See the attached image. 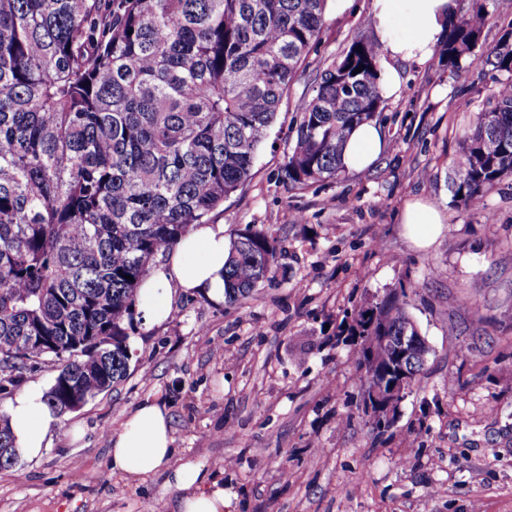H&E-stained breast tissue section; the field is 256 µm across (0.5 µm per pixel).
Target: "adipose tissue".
<instances>
[{"label":"adipose tissue","mask_w":512,"mask_h":512,"mask_svg":"<svg viewBox=\"0 0 512 512\" xmlns=\"http://www.w3.org/2000/svg\"><path fill=\"white\" fill-rule=\"evenodd\" d=\"M456 0H373L374 27L388 61L382 68L383 97L398 96L402 75L398 63L428 60L439 44ZM386 145L373 122L355 128L342 155L346 170L372 165ZM402 222L416 246H428L443 230L440 211L430 202L414 200L404 208ZM228 243L220 224H196L178 242L165 261L154 265L139 289L136 307L151 324L168 316L178 292L203 293L215 301L224 298V261ZM9 425L15 451L22 460H33L52 443L56 421L38 383L23 387L11 399ZM113 473L145 478L167 473L180 490L179 512H224V487L207 480L193 462L173 465L175 454L166 404L145 400L128 414L110 438Z\"/></svg>","instance_id":"1"}]
</instances>
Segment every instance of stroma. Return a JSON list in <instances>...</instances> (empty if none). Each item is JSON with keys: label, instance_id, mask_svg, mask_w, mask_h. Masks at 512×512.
Here are the masks:
<instances>
[{"label": "stroma", "instance_id": "obj_1", "mask_svg": "<svg viewBox=\"0 0 512 512\" xmlns=\"http://www.w3.org/2000/svg\"><path fill=\"white\" fill-rule=\"evenodd\" d=\"M372 2L329 0L251 182L211 216L229 236L250 224L277 237L273 281L237 306L181 293L165 322L134 317L126 380L59 417L41 457L0 468V512H177L166 474L109 465L108 433L147 399L169 409L175 463L223 482L224 512H512V177L483 212L456 206L448 188L456 135L502 73L452 71L435 55L402 64L372 170L302 189L280 179L297 101L355 36H374ZM418 198L445 217L427 248L401 222ZM403 284L429 352L378 439L335 328Z\"/></svg>", "mask_w": 512, "mask_h": 512}]
</instances>
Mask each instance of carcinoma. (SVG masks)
<instances>
[{
    "mask_svg": "<svg viewBox=\"0 0 512 512\" xmlns=\"http://www.w3.org/2000/svg\"><path fill=\"white\" fill-rule=\"evenodd\" d=\"M327 0H0V393L59 364L52 411L124 381L138 287L194 224L252 179ZM489 13L472 0L437 52L455 70L504 72L494 103L456 139L453 202L484 208L512 176V44L475 49ZM382 45L356 36L297 105L281 179L332 180L348 135L378 120ZM363 66L359 73L354 69ZM276 237L247 225L224 264V303L274 279ZM132 279H126V276ZM406 287L337 327L363 380L393 376L380 336L418 335ZM427 341L405 359L412 389ZM0 467L17 462L0 414Z\"/></svg>",
    "mask_w": 512,
    "mask_h": 512,
    "instance_id": "obj_1",
    "label": "carcinoma"
}]
</instances>
